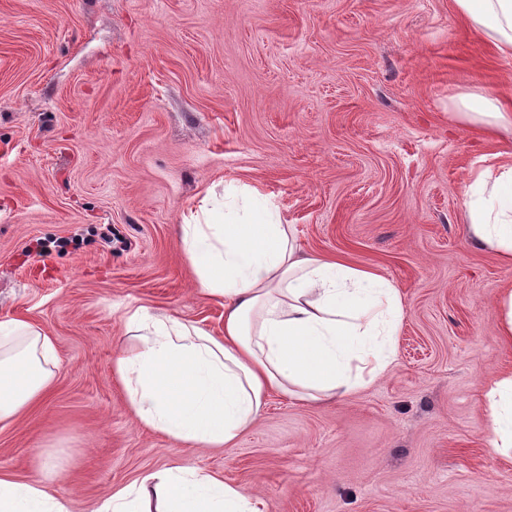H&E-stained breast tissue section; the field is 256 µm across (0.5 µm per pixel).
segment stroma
Instances as JSON below:
<instances>
[{"label":"stroma","instance_id":"35a3bbf8","mask_svg":"<svg viewBox=\"0 0 512 512\" xmlns=\"http://www.w3.org/2000/svg\"><path fill=\"white\" fill-rule=\"evenodd\" d=\"M512 101V62L452 0H0V321L55 343L46 399L0 429V473L91 512L193 467L264 512H512L487 385L512 264L470 245L465 192L512 148L453 116ZM256 188L303 252L398 288L389 368L338 398L273 394L229 447L138 424L112 360L136 307L213 336L184 214Z\"/></svg>","mask_w":512,"mask_h":512}]
</instances>
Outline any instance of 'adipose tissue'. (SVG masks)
Instances as JSON below:
<instances>
[{"label": "adipose tissue", "instance_id": "obj_1", "mask_svg": "<svg viewBox=\"0 0 512 512\" xmlns=\"http://www.w3.org/2000/svg\"><path fill=\"white\" fill-rule=\"evenodd\" d=\"M457 13L499 57L512 59V0H454ZM462 121L512 129V103L462 96ZM468 235L512 261V154L475 171ZM200 291L224 300V335L209 336L143 307L127 310L130 342L113 360L132 414L144 426L203 448L230 445L271 392L330 400L381 376L401 320L397 288L378 272L300 251L288 225L255 200L220 216L208 205L181 226ZM52 338L21 319L0 322V425L40 404L56 376ZM493 448L512 450V372L487 394ZM0 512H70L41 482L0 476ZM94 512H261L223 479L191 467L143 475Z\"/></svg>", "mask_w": 512, "mask_h": 512}]
</instances>
